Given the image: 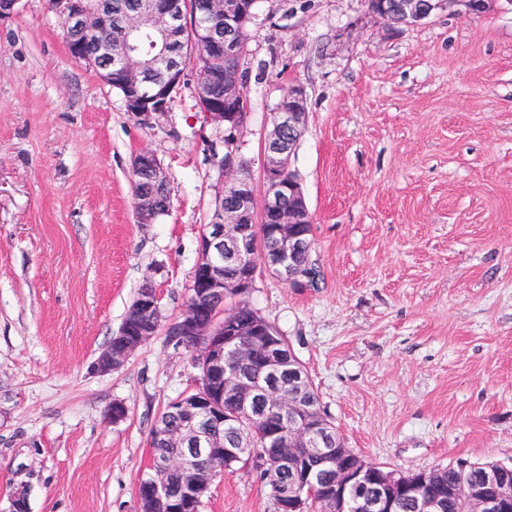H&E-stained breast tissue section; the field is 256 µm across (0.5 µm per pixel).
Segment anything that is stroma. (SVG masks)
Wrapping results in <instances>:
<instances>
[{
  "mask_svg": "<svg viewBox=\"0 0 512 512\" xmlns=\"http://www.w3.org/2000/svg\"><path fill=\"white\" fill-rule=\"evenodd\" d=\"M239 136L252 176L289 86L307 97L291 165L317 287L261 274L246 302L306 367L347 447L395 472L512 464V5L388 27L368 0H258ZM194 69L142 123L73 60L48 0L0 25V512H139L151 429L200 371L164 334L92 364L144 281L184 309L224 184V130ZM152 150L168 213L137 223L131 159ZM121 403L126 416L106 410ZM198 512H273L254 462Z\"/></svg>",
  "mask_w": 512,
  "mask_h": 512,
  "instance_id": "35a3bbf8",
  "label": "stroma"
}]
</instances>
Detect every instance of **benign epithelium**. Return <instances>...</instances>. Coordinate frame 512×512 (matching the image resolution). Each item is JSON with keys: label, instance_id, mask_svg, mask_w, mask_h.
<instances>
[{"label": "benign epithelium", "instance_id": "benign-epithelium-1", "mask_svg": "<svg viewBox=\"0 0 512 512\" xmlns=\"http://www.w3.org/2000/svg\"><path fill=\"white\" fill-rule=\"evenodd\" d=\"M497 0H382L372 12L389 26L417 25L432 15L454 7L468 13L488 11ZM55 12L62 19L70 56L95 68L108 86L124 88V107L133 116L148 121L168 111L184 83L187 61L199 65L215 58L246 57L248 44L238 38L245 24L254 21L249 0H194L188 12L193 21L182 22L180 0H140L118 27L127 49L112 53V38L87 47L90 31L112 32V0H55ZM143 31L151 45L139 49L134 39ZM244 82L238 77L224 81V101L215 100L209 79L196 80L194 98L203 117L224 126L226 146L224 184L233 188L230 202L219 196L209 224L200 237L188 301L182 315L170 322L165 335L178 347L197 345L205 381L196 392L174 402L170 414L181 419L173 431L167 422L155 423L151 440L164 448H178L175 456L156 457L155 476L145 481L139 493L141 512H197L200 500L213 476L203 459L220 454L241 459L248 449L224 446L213 432L228 422L268 413L288 418V438L271 434L277 446L275 466L288 471L291 480L278 487L276 505L280 512H307L309 502L322 494L331 512H348L351 503L362 512H445L448 502H464L473 512H512V489L508 466L495 463L474 466L459 461V480L440 491L439 470L396 475L368 462L351 448L332 443L330 425L308 407V380L303 368L274 336L267 322L256 319L240 324L224 310V293L233 297L249 293L260 271L266 270L292 288L304 283L298 272L303 256L311 250L312 219L301 186L283 183L291 170V158L305 129L306 93L294 85L288 89V110L274 113L271 129L263 140L262 204L252 180L238 175L237 134L246 113L227 107L248 103ZM132 170L163 189L169 187L166 172L150 150L137 153ZM170 202L156 193H139L134 202L137 223L151 224L168 211ZM272 217L270 227L259 233L257 225ZM235 273L224 275V264ZM159 330V298L150 281H145L125 317L102 348L93 367L100 373L121 367L140 346ZM259 359L263 378L255 379L241 368ZM233 398L237 410L224 411V399ZM318 468L331 471L330 484L317 488L311 473ZM182 475L181 490L168 493L166 477Z\"/></svg>", "mask_w": 512, "mask_h": 512}]
</instances>
